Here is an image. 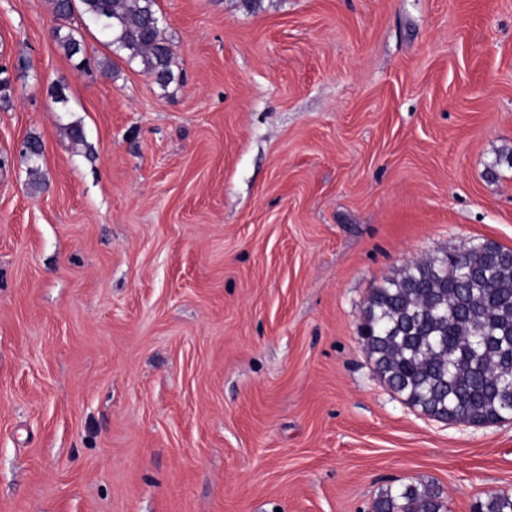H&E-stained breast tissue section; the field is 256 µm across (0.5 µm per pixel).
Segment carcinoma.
<instances>
[{"instance_id": "1", "label": "carcinoma", "mask_w": 512, "mask_h": 512, "mask_svg": "<svg viewBox=\"0 0 512 512\" xmlns=\"http://www.w3.org/2000/svg\"><path fill=\"white\" fill-rule=\"evenodd\" d=\"M155 0H54L57 18L75 12L98 22L118 55L137 61L165 88L172 51ZM53 36L71 58L84 53L73 33ZM361 337L389 387L440 421L481 427L512 419V249L495 244L416 262L373 290ZM375 512H448L423 483L387 490ZM474 512H512V496L489 494Z\"/></svg>"}]
</instances>
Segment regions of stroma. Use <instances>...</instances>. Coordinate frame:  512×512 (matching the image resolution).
Masks as SVG:
<instances>
[{
	"label": "stroma",
	"instance_id": "obj_1",
	"mask_svg": "<svg viewBox=\"0 0 512 512\" xmlns=\"http://www.w3.org/2000/svg\"><path fill=\"white\" fill-rule=\"evenodd\" d=\"M155 9L165 88L0 0V512L512 494V420L423 415L359 335L401 268L512 249V0Z\"/></svg>",
	"mask_w": 512,
	"mask_h": 512
}]
</instances>
